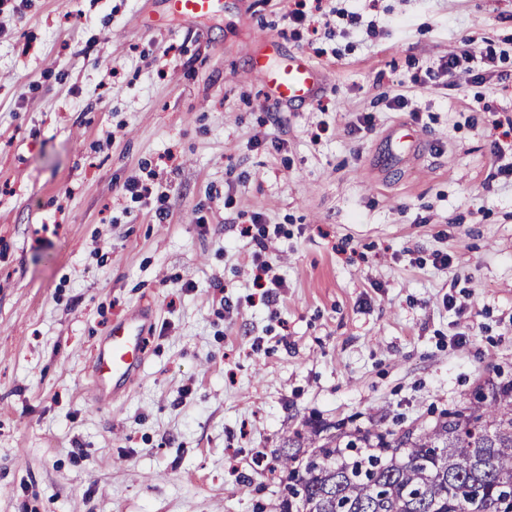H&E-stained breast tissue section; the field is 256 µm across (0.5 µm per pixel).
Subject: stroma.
<instances>
[{
  "label": "stroma",
  "instance_id": "35a3bbf8",
  "mask_svg": "<svg viewBox=\"0 0 512 512\" xmlns=\"http://www.w3.org/2000/svg\"><path fill=\"white\" fill-rule=\"evenodd\" d=\"M266 37L325 70L316 104L267 99ZM465 46L493 62L411 83ZM511 164L512 0H7L0 512H274L307 421L401 434L512 380ZM143 303L140 377L94 405L96 346ZM175 12L187 20L214 15L224 10L223 0H171ZM243 234L252 238L259 247V251L255 252L252 259L254 285L256 288L267 287L266 276L271 269V263L267 259L265 253L268 248L269 237L268 225L265 224L260 216H252L250 224H245L242 228Z\"/></svg>",
  "mask_w": 512,
  "mask_h": 512
}]
</instances>
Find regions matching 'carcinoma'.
<instances>
[{
	"instance_id": "obj_1",
	"label": "carcinoma",
	"mask_w": 512,
	"mask_h": 512,
	"mask_svg": "<svg viewBox=\"0 0 512 512\" xmlns=\"http://www.w3.org/2000/svg\"><path fill=\"white\" fill-rule=\"evenodd\" d=\"M325 431L278 456L279 512H506L512 499V383L397 438Z\"/></svg>"
}]
</instances>
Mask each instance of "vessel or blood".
<instances>
[{
	"label": "vessel or blood",
	"instance_id": "b4317fda",
	"mask_svg": "<svg viewBox=\"0 0 512 512\" xmlns=\"http://www.w3.org/2000/svg\"><path fill=\"white\" fill-rule=\"evenodd\" d=\"M175 12L188 20L214 15L224 10V0H171ZM252 72L270 99L281 104L315 103L325 86L324 73L303 53L271 57L252 53ZM153 325L151 312L140 309L115 324L112 333L100 346L93 359L96 403L110 384L131 382L147 355Z\"/></svg>",
	"mask_w": 512,
	"mask_h": 512
}]
</instances>
